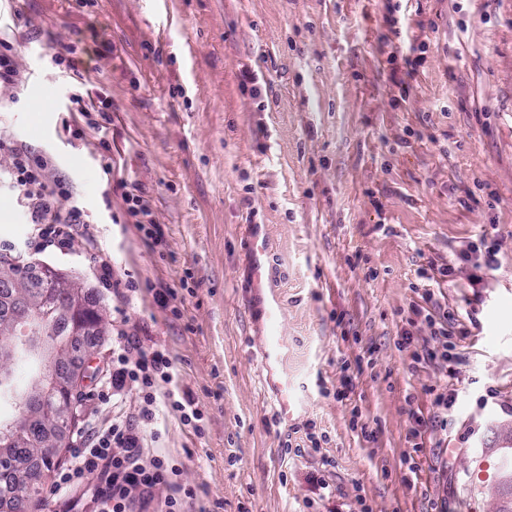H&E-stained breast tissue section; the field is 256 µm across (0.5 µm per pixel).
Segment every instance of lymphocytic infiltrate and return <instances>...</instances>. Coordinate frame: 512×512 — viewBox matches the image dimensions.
<instances>
[{
  "label": "lymphocytic infiltrate",
  "instance_id": "f902f5d3",
  "mask_svg": "<svg viewBox=\"0 0 512 512\" xmlns=\"http://www.w3.org/2000/svg\"><path fill=\"white\" fill-rule=\"evenodd\" d=\"M15 156V181L28 202L32 223L40 227L44 242L55 240L58 231L54 215L65 196L63 189L48 182L43 174V162L18 150ZM115 382L131 379L141 385L142 417L152 420L157 408L156 386L172 380V363L164 353H140L136 360L118 355ZM73 461L57 472V491L77 489L84 478L99 473L100 483L94 494L95 512H133L132 495L151 499L157 488H168L163 512H183L185 500L193 498L192 490L176 480L177 470L162 456H146L139 446L137 432L114 423L97 432L85 447L72 451Z\"/></svg>",
  "mask_w": 512,
  "mask_h": 512
}]
</instances>
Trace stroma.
<instances>
[{"label":"stroma","mask_w":512,"mask_h":512,"mask_svg":"<svg viewBox=\"0 0 512 512\" xmlns=\"http://www.w3.org/2000/svg\"><path fill=\"white\" fill-rule=\"evenodd\" d=\"M1 38L26 81L0 88V139L70 199L64 245L39 249L1 150L0 255L65 272L104 316L82 439L136 424L194 491L185 512H495L512 448V0H0ZM74 94L109 116L70 111ZM248 224L280 294L286 418ZM483 241L497 264L479 272L460 252ZM427 310L463 330L453 361ZM125 336L169 357L158 395L191 399L203 434L167 406L139 423V384L106 376ZM55 480L31 512H93Z\"/></svg>","instance_id":"35a3bbf8"}]
</instances>
